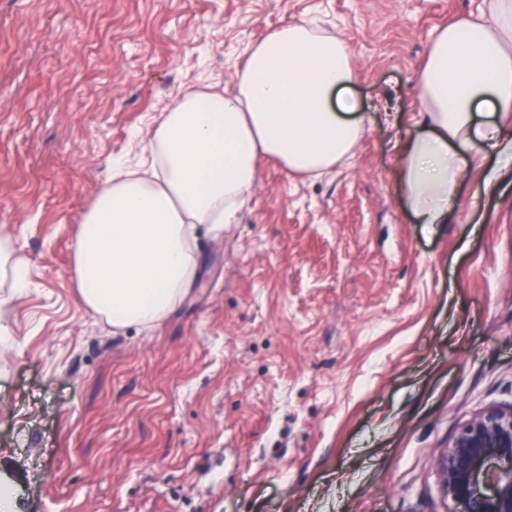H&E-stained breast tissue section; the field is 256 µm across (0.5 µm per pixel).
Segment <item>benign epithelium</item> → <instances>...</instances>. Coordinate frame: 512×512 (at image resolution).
<instances>
[{
	"label": "benign epithelium",
	"mask_w": 512,
	"mask_h": 512,
	"mask_svg": "<svg viewBox=\"0 0 512 512\" xmlns=\"http://www.w3.org/2000/svg\"><path fill=\"white\" fill-rule=\"evenodd\" d=\"M434 467L448 512H512V405L474 415Z\"/></svg>",
	"instance_id": "7a95c632"
}]
</instances>
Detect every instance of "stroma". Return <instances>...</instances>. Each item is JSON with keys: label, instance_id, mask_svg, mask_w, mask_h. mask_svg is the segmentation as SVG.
<instances>
[{"label": "stroma", "instance_id": "obj_1", "mask_svg": "<svg viewBox=\"0 0 512 512\" xmlns=\"http://www.w3.org/2000/svg\"><path fill=\"white\" fill-rule=\"evenodd\" d=\"M480 0H0V482L16 512H447L433 461L512 404V174L452 223L407 207L396 148L434 31ZM308 19L347 38L366 135L316 181L273 160L155 327L83 309L75 226L184 94ZM27 265L18 257L12 239L1 233L0 235V284L1 288L7 284V293L0 294V309L11 304L14 297L20 295L28 288Z\"/></svg>", "mask_w": 512, "mask_h": 512}]
</instances>
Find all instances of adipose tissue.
<instances>
[{
	"label": "adipose tissue",
	"instance_id": "1",
	"mask_svg": "<svg viewBox=\"0 0 512 512\" xmlns=\"http://www.w3.org/2000/svg\"><path fill=\"white\" fill-rule=\"evenodd\" d=\"M349 41L310 20L270 30L253 45L232 92L181 97L150 131V166L112 164L76 227L72 279L82 307L112 327L147 328L187 297L199 232L235 223L263 159L317 178L351 159L366 126ZM419 132L398 164L405 199L422 224H448L457 185L477 160L512 168V0L476 11L432 36L414 80ZM27 265L0 235V309L28 286Z\"/></svg>",
	"mask_w": 512,
	"mask_h": 512
}]
</instances>
